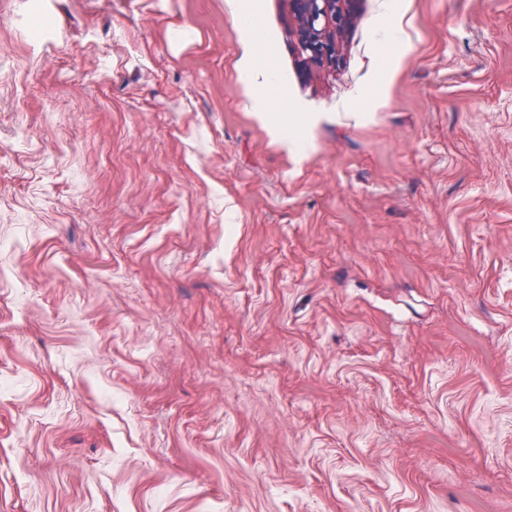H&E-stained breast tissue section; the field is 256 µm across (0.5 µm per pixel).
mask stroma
Here are the masks:
<instances>
[{
	"label": "stroma",
	"mask_w": 512,
	"mask_h": 512,
	"mask_svg": "<svg viewBox=\"0 0 512 512\" xmlns=\"http://www.w3.org/2000/svg\"><path fill=\"white\" fill-rule=\"evenodd\" d=\"M346 8L301 152L234 0H0V512H512V0ZM249 29L251 34L244 47L241 74L245 77L246 86L251 90L252 112L262 122L270 120L273 113L279 114L285 121L295 122L297 117L288 115V112H295L288 111V102L272 85L271 74L274 64L270 58L265 59L259 51V31L255 27Z\"/></svg>",
	"instance_id": "35a3bbf8"
}]
</instances>
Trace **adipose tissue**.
<instances>
[{"label": "adipose tissue", "instance_id": "ef3b65f1", "mask_svg": "<svg viewBox=\"0 0 512 512\" xmlns=\"http://www.w3.org/2000/svg\"><path fill=\"white\" fill-rule=\"evenodd\" d=\"M274 64L259 50L257 34H250L242 55L241 72L251 91L252 110L257 119L268 121L272 115L287 117L288 103L278 93L271 81Z\"/></svg>", "mask_w": 512, "mask_h": 512}]
</instances>
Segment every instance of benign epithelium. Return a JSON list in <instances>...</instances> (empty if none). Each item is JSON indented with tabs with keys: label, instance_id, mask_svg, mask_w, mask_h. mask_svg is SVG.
Masks as SVG:
<instances>
[{
	"label": "benign epithelium",
	"instance_id": "7a95c632",
	"mask_svg": "<svg viewBox=\"0 0 512 512\" xmlns=\"http://www.w3.org/2000/svg\"><path fill=\"white\" fill-rule=\"evenodd\" d=\"M298 50L312 62L336 56V38L348 23L347 0H292Z\"/></svg>",
	"mask_w": 512,
	"mask_h": 512
}]
</instances>
